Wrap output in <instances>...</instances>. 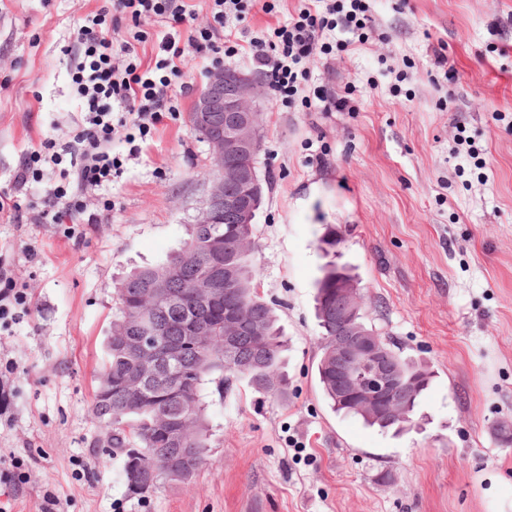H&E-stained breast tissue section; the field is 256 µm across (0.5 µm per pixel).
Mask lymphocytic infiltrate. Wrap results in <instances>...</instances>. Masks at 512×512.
<instances>
[{"label": "lymphocytic infiltrate", "mask_w": 512, "mask_h": 512, "mask_svg": "<svg viewBox=\"0 0 512 512\" xmlns=\"http://www.w3.org/2000/svg\"><path fill=\"white\" fill-rule=\"evenodd\" d=\"M210 2L211 22L185 38L178 28L194 17L190 0H104L96 13L80 19L72 81L83 103L82 118L66 138L44 137L23 154L10 188L0 191V222L61 224L72 238L81 237L82 225L102 223L115 207L114 175L126 160L140 156L164 119L175 116L177 95L189 92L183 80L189 54L217 60L246 51L274 99L298 95L309 108H342V100L327 90L317 87L304 95L305 64L313 55L327 58L345 47V34L367 41L371 18L364 0H299L292 20L248 36L244 49L238 38L248 35L249 8L269 14L273 0ZM107 20L113 28L130 22L129 40L115 43L103 28ZM158 23L164 29L151 56H141L137 44ZM118 141L126 153L115 152ZM29 305L27 283L0 260V330L22 322Z\"/></svg>", "instance_id": "obj_1"}]
</instances>
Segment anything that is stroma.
<instances>
[{
  "mask_svg": "<svg viewBox=\"0 0 512 512\" xmlns=\"http://www.w3.org/2000/svg\"><path fill=\"white\" fill-rule=\"evenodd\" d=\"M100 4L0 0V189L31 144L79 120L61 48ZM366 4L368 41L309 65V87L347 108L264 99L255 259L288 340V395L242 378L207 388L209 448L190 483L131 497L90 408L117 282L181 247L206 197L192 96L113 178L112 216L82 241L0 223V258L31 298L0 335V367H14L0 449L30 471L22 489L0 483L12 512H43L50 495L61 512H512V446L494 436L512 421V0ZM331 260L367 289V323L433 372L408 431L336 414L322 393L314 295Z\"/></svg>",
  "mask_w": 512,
  "mask_h": 512,
  "instance_id": "stroma-1",
  "label": "stroma"
}]
</instances>
